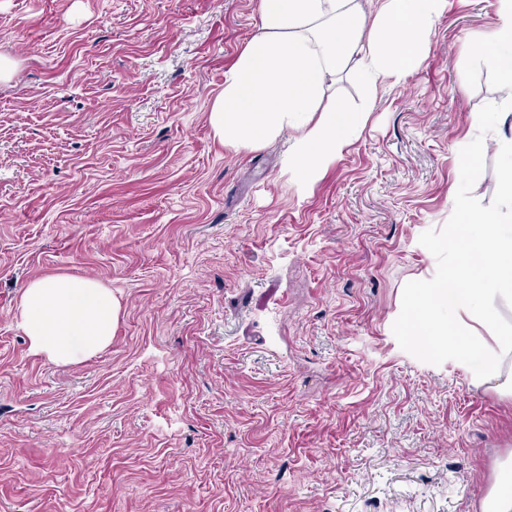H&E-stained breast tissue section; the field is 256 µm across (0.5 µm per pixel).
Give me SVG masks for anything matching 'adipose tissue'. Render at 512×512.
Segmentation results:
<instances>
[{"label":"adipose tissue","mask_w":512,"mask_h":512,"mask_svg":"<svg viewBox=\"0 0 512 512\" xmlns=\"http://www.w3.org/2000/svg\"><path fill=\"white\" fill-rule=\"evenodd\" d=\"M491 47L479 60L512 94V0H499ZM448 0H259L258 28L224 72L208 113L213 136L255 150L291 134L289 178L306 194L371 112L378 83L403 82L423 61ZM365 89L352 108L330 93L338 75ZM121 303L91 278L42 276L22 289L14 319L44 362H84L108 348Z\"/></svg>","instance_id":"adipose-tissue-1"}]
</instances>
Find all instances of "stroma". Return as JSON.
<instances>
[{"mask_svg":"<svg viewBox=\"0 0 512 512\" xmlns=\"http://www.w3.org/2000/svg\"><path fill=\"white\" fill-rule=\"evenodd\" d=\"M258 0H0V512H482L512 398L399 346L419 243L450 218L471 118L503 102L471 49L499 0H448L404 82L307 195L283 143L208 112ZM473 187L494 197L497 143ZM93 277L111 345L54 366L13 319Z\"/></svg>","mask_w":512,"mask_h":512,"instance_id":"1","label":"stroma"}]
</instances>
